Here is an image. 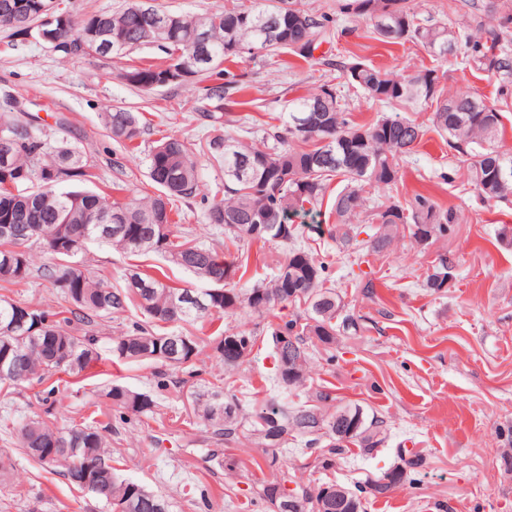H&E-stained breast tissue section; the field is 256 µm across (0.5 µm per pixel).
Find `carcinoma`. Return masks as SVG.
Returning a JSON list of instances; mask_svg holds the SVG:
<instances>
[{
    "label": "carcinoma",
    "mask_w": 512,
    "mask_h": 512,
    "mask_svg": "<svg viewBox=\"0 0 512 512\" xmlns=\"http://www.w3.org/2000/svg\"><path fill=\"white\" fill-rule=\"evenodd\" d=\"M42 0H0V29L8 31L11 49L32 35L40 18ZM336 12L364 19L375 39L387 44L421 45L435 61L456 57L465 41L467 57L499 76L502 88L512 86V54L501 47L512 28L507 9L497 26L482 40L462 36L448 23H424L415 0H337ZM175 33H159L166 20ZM329 16L297 6L296 0H231L224 10L209 14L166 12L143 0H128L116 11L96 13L62 33L52 47L63 59L98 55L90 44V26H99L108 40L122 41L124 54L153 44L165 54L162 62L128 66L121 78L141 90L170 84L167 76L182 66L195 77L213 83L202 88L206 99L244 101L232 95L244 89L242 76L223 68L224 60L247 53L272 57L291 53L308 62L328 37ZM320 61L340 71L346 83L361 89L382 105L408 111L430 109L433 131L444 138L448 152L468 164L471 180L485 202L512 199V183L498 181V170L512 169V155L495 142L502 125L501 109L472 94H450L436 67L397 76L360 61L357 57ZM215 135L206 143L207 160L224 169V197L205 212L206 222L224 234L212 244L198 242L172 229L177 204H190L199 187L200 161L191 143L174 135L155 141L146 156L148 175L159 193L143 195L120 181L99 191L68 189L66 185L100 179L82 148L63 142L51 146L41 130L31 124L0 116V220L8 219L22 230L15 238L0 237V281L16 283L32 277L59 289L64 305L50 311L26 305L29 320L14 325L18 303L0 299V386L19 392L50 380L48 393L63 382L60 375L76 377L103 364L109 356L127 363H157L177 369L183 376L167 384L190 395L191 414L216 441L248 444L257 455L244 460L224 456L229 471L260 474L254 481L259 496L273 512H365L364 503L381 498L398 485L415 484L420 452L397 451L398 463L350 489L328 480L311 487L296 486L288 474L289 441L314 457L315 467L328 471L356 453L368 455L383 442L385 422L367 418L358 404L337 407L336 388L323 382L304 402L288 399L291 390L305 385L310 359L317 348L336 361L330 349L336 335L357 334L362 317L341 315L344 309L336 289L326 286L329 264L298 244L292 217L308 212L306 206L322 204L335 177L345 182L330 209L336 222L327 225L328 236L344 250L379 252L406 228L419 244L445 238L460 223V211L428 195L416 193L403 203L395 198L400 164L416 152L427 129L400 112L385 113L367 123H356L348 104L327 83L292 102L284 123L264 130L272 146L259 149L233 135L222 112H204ZM103 125L117 142L133 143L142 134L133 112L116 107L102 114ZM387 194V202L368 207L370 190ZM373 229L366 239L360 224ZM107 243L128 257L154 254L164 263L192 273L202 288L173 287L159 273L130 264L117 287L74 261L90 243ZM275 242L282 251L263 257L273 267L270 279L249 275L250 247ZM51 256L38 264L32 247ZM235 247L230 262L224 253ZM452 262L442 253L432 261V272L422 287L440 292L448 287ZM292 307L287 314L277 308ZM135 309L143 319L109 338L102 345L98 327L112 314ZM244 309L267 320L264 328L237 327L218 330L214 336H194L179 324L214 323L232 319ZM270 349L273 387L254 391L246 407L228 376L210 389L197 388L200 372L195 361L202 354L214 358L232 374L250 364L259 346ZM105 398L119 419L150 417L157 402L153 396L117 382ZM112 424L94 419L58 426L40 417L30 418L20 429L24 453L49 473L62 475L71 487L103 503L111 512H170L168 501L143 484L121 474V459L112 456ZM92 466L98 487L86 489L76 475Z\"/></svg>",
    "instance_id": "cac0c4a2"
}]
</instances>
